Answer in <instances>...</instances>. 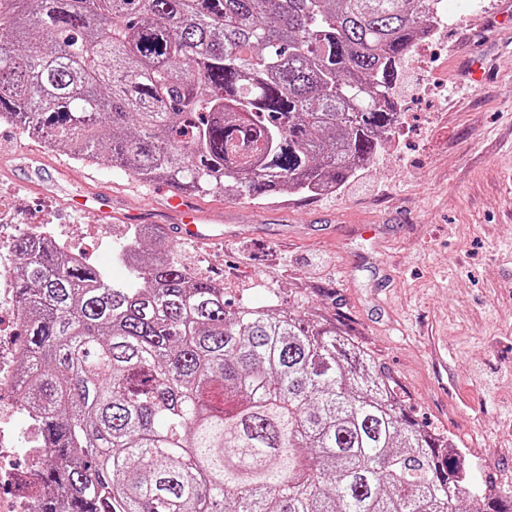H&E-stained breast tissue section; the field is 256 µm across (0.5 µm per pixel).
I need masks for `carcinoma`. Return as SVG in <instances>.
<instances>
[{
    "label": "carcinoma",
    "instance_id": "obj_1",
    "mask_svg": "<svg viewBox=\"0 0 512 512\" xmlns=\"http://www.w3.org/2000/svg\"><path fill=\"white\" fill-rule=\"evenodd\" d=\"M430 2L0 0V123L201 195L332 193L394 136ZM14 249L39 512H512L346 332L230 305L152 225L129 284Z\"/></svg>",
    "mask_w": 512,
    "mask_h": 512
}]
</instances>
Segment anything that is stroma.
I'll return each mask as SVG.
<instances>
[{"instance_id": "stroma-1", "label": "stroma", "mask_w": 512, "mask_h": 512, "mask_svg": "<svg viewBox=\"0 0 512 512\" xmlns=\"http://www.w3.org/2000/svg\"><path fill=\"white\" fill-rule=\"evenodd\" d=\"M440 41L413 50L397 89L402 119L375 164L332 194L254 205L193 196L223 241H175L190 273L232 303L336 323L369 349L412 415L448 433L474 484L512 490V0H447ZM483 72L473 82L469 64ZM119 213L105 222L94 195ZM175 188L86 167L0 125V238L53 232L110 278L130 224L168 221ZM385 231L371 239L359 225Z\"/></svg>"}]
</instances>
